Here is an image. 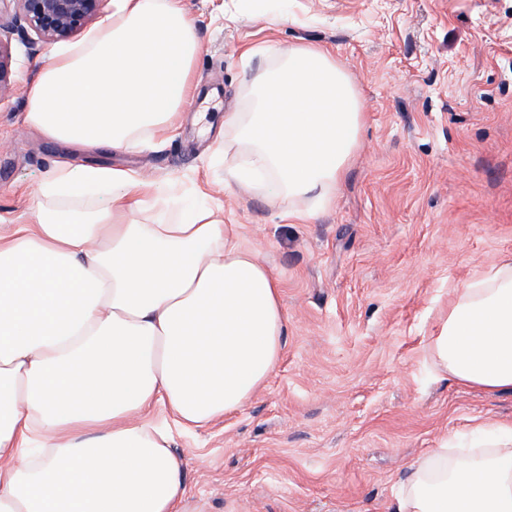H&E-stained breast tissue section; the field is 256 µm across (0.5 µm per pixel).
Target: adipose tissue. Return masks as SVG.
<instances>
[{
    "instance_id": "1",
    "label": "adipose tissue",
    "mask_w": 512,
    "mask_h": 512,
    "mask_svg": "<svg viewBox=\"0 0 512 512\" xmlns=\"http://www.w3.org/2000/svg\"><path fill=\"white\" fill-rule=\"evenodd\" d=\"M200 45L181 0H112L27 86L26 122L58 145L138 150L195 93ZM233 177L269 195L332 202L359 147V93L331 50L268 46ZM143 180L104 163L59 164L37 223L0 236V512H180L173 427L238 410L279 363L280 288L204 203L172 224L121 221ZM465 387L512 394V259L452 291L430 339ZM161 405L171 425L144 421ZM484 451L438 448L412 465L396 512H512V423L479 424Z\"/></svg>"
}]
</instances>
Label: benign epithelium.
<instances>
[{
	"instance_id": "benign-epithelium-1",
	"label": "benign epithelium",
	"mask_w": 512,
	"mask_h": 512,
	"mask_svg": "<svg viewBox=\"0 0 512 512\" xmlns=\"http://www.w3.org/2000/svg\"><path fill=\"white\" fill-rule=\"evenodd\" d=\"M108 0H10L7 15L0 23V92L10 85V44L17 39L33 52L41 43L73 38L91 21L104 13Z\"/></svg>"
}]
</instances>
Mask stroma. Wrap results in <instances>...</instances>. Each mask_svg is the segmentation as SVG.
<instances>
[{
	"label": "stroma",
	"mask_w": 512,
	"mask_h": 512,
	"mask_svg": "<svg viewBox=\"0 0 512 512\" xmlns=\"http://www.w3.org/2000/svg\"><path fill=\"white\" fill-rule=\"evenodd\" d=\"M208 101L139 150H63L24 121L25 86L56 51L12 44L0 93V234L37 221L34 195L59 162L143 174V224L198 197L238 227L278 281L288 316L267 384L224 420L174 433L187 461L182 512H393L423 454L471 448L479 423L512 421V394L458 386L429 338L449 291L512 257V0H289L270 24L240 0H182ZM316 43L361 94V146L331 206L273 200L231 176L241 146L224 127L269 66L244 48Z\"/></svg>",
	"instance_id": "stroma-1"
}]
</instances>
